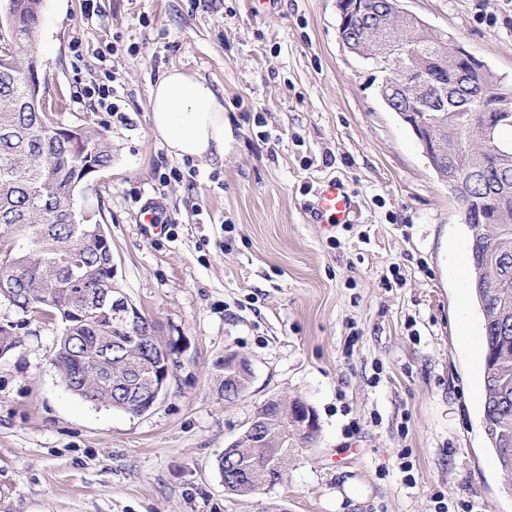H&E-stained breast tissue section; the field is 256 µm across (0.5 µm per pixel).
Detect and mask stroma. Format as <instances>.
<instances>
[{
  "label": "stroma",
  "mask_w": 512,
  "mask_h": 512,
  "mask_svg": "<svg viewBox=\"0 0 512 512\" xmlns=\"http://www.w3.org/2000/svg\"><path fill=\"white\" fill-rule=\"evenodd\" d=\"M512 84V0H400ZM44 0L35 53L49 115L93 126L112 163L82 184L112 243V284L179 350L165 393L131 415L84 402L37 320L0 358V512H512L482 427V362L457 343L459 203L338 36L336 0ZM177 68L224 100L214 161L171 157L149 88ZM112 82L115 111L86 90ZM358 212L329 228L324 181ZM160 221L140 223L144 209ZM251 362L229 403L217 367ZM318 428L283 483L227 494L218 459L268 398Z\"/></svg>",
  "instance_id": "1"
}]
</instances>
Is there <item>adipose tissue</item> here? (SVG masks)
Segmentation results:
<instances>
[{
	"instance_id": "obj_1",
	"label": "adipose tissue",
	"mask_w": 512,
	"mask_h": 512,
	"mask_svg": "<svg viewBox=\"0 0 512 512\" xmlns=\"http://www.w3.org/2000/svg\"><path fill=\"white\" fill-rule=\"evenodd\" d=\"M149 118L171 156L223 158L230 126L223 102L205 79L178 69L166 71L150 88Z\"/></svg>"
}]
</instances>
